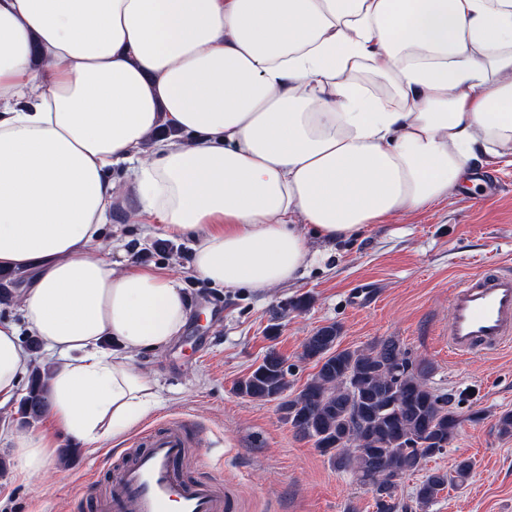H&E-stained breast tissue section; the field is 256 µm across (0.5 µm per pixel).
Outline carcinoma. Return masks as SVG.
<instances>
[{"label": "carcinoma", "mask_w": 512, "mask_h": 512, "mask_svg": "<svg viewBox=\"0 0 512 512\" xmlns=\"http://www.w3.org/2000/svg\"><path fill=\"white\" fill-rule=\"evenodd\" d=\"M339 334L331 324L306 338L302 358L314 361L318 371L294 397L284 396L287 369L273 352L238 383L239 393L280 401L297 433L312 439L337 471L351 474L373 492L377 512H412L415 505L432 503L448 483L466 481L474 467L469 458L456 464L452 476L441 470L429 473L414 488L415 505L399 498L404 479L454 441L460 415L448 396L428 386V366L411 359L398 339L340 350ZM44 374L39 367L32 370L20 407L26 418L43 413Z\"/></svg>", "instance_id": "carcinoma-1"}]
</instances>
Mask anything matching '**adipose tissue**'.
I'll list each match as a JSON object with an SVG mask.
<instances>
[{
	"label": "adipose tissue",
	"instance_id": "adipose-tissue-1",
	"mask_svg": "<svg viewBox=\"0 0 512 512\" xmlns=\"http://www.w3.org/2000/svg\"><path fill=\"white\" fill-rule=\"evenodd\" d=\"M485 156L512 157V0H0V269L30 272L20 312L54 361L51 431L0 429L19 475L159 402L134 358L188 301L100 251L119 188L191 237L193 276L262 292ZM31 360L0 322V408Z\"/></svg>",
	"mask_w": 512,
	"mask_h": 512
}]
</instances>
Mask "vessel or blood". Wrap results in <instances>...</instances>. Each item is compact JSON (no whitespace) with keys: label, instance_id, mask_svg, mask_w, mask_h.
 Returning a JSON list of instances; mask_svg holds the SVG:
<instances>
[{"label":"vessel or blood","instance_id":"1","mask_svg":"<svg viewBox=\"0 0 512 512\" xmlns=\"http://www.w3.org/2000/svg\"><path fill=\"white\" fill-rule=\"evenodd\" d=\"M448 350L456 357L488 353L512 343V270L497 267L464 279L448 296ZM191 439L183 421L149 427L112 467L102 492L86 480L81 495L97 512H227L221 483L187 474Z\"/></svg>","mask_w":512,"mask_h":512}]
</instances>
